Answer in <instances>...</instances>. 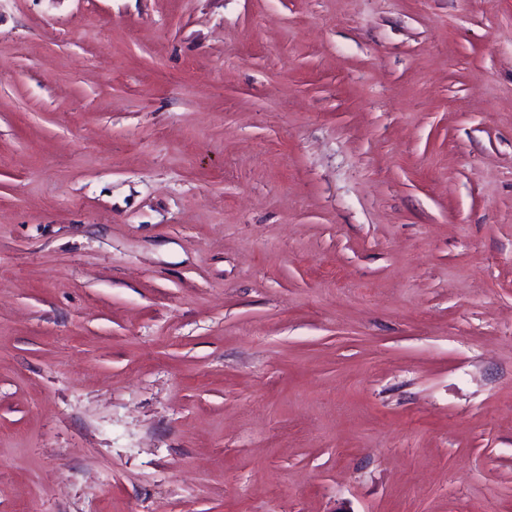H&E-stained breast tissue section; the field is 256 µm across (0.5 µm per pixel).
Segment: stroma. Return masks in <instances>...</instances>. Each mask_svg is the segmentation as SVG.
Instances as JSON below:
<instances>
[{
	"label": "stroma",
	"mask_w": 512,
	"mask_h": 512,
	"mask_svg": "<svg viewBox=\"0 0 512 512\" xmlns=\"http://www.w3.org/2000/svg\"><path fill=\"white\" fill-rule=\"evenodd\" d=\"M512 512V0H0V512Z\"/></svg>",
	"instance_id": "35a3bbf8"
}]
</instances>
